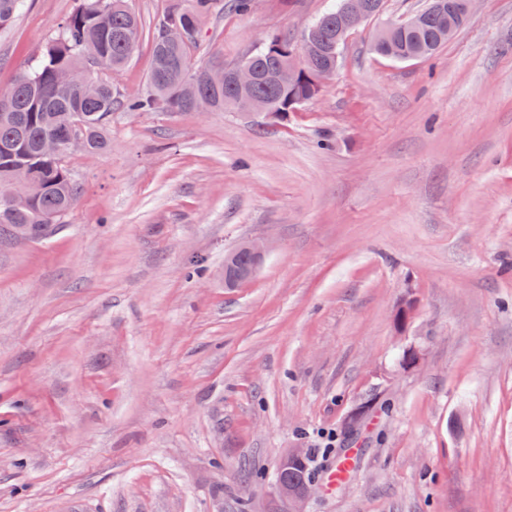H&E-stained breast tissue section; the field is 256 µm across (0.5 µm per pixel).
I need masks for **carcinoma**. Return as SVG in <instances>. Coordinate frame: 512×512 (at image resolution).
Returning <instances> with one entry per match:
<instances>
[{
    "label": "carcinoma",
    "mask_w": 512,
    "mask_h": 512,
    "mask_svg": "<svg viewBox=\"0 0 512 512\" xmlns=\"http://www.w3.org/2000/svg\"><path fill=\"white\" fill-rule=\"evenodd\" d=\"M23 7L24 0H0V27L8 25ZM210 8L211 0H190L167 12L153 37L148 89L125 101L110 80L92 78L88 83H68L62 79L64 74L89 76L95 68L120 71L142 35L140 17L130 0H81L65 20L61 35L45 47L7 93H0V181L17 184L16 202H0V227L49 224L44 240L56 232L78 194L66 157L75 149L94 155L107 148L106 120L112 110L194 111L191 98L206 87L210 66H193L188 50L196 38L198 19ZM446 13L448 0H429L420 11L423 24H393L390 44L399 55L411 60L434 55L448 42L443 20ZM169 24L185 27L184 38L176 46L161 39L162 27ZM344 24L338 8L326 12L314 23L317 42L323 46L331 42ZM279 41L293 48L286 37L261 44L251 54L257 68L272 71L277 67L270 52ZM317 94L315 84L301 72L283 85L264 79L250 91V97L267 101L284 117L296 108L295 100L309 101ZM45 138L62 141V153L55 157L41 155L39 144Z\"/></svg>",
    "instance_id": "carcinoma-1"
}]
</instances>
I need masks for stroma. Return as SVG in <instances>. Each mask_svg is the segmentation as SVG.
<instances>
[{"mask_svg":"<svg viewBox=\"0 0 512 512\" xmlns=\"http://www.w3.org/2000/svg\"><path fill=\"white\" fill-rule=\"evenodd\" d=\"M173 2L131 0L140 42L97 72L123 98ZM426 2L384 0L287 119L117 109L105 151L71 153L62 228L0 238V512H275L293 448L307 512H512V0L432 58L372 51ZM79 3L0 28V92ZM332 3L214 0L191 61L300 40Z\"/></svg>","mask_w":512,"mask_h":512,"instance_id":"stroma-1","label":"stroma"}]
</instances>
